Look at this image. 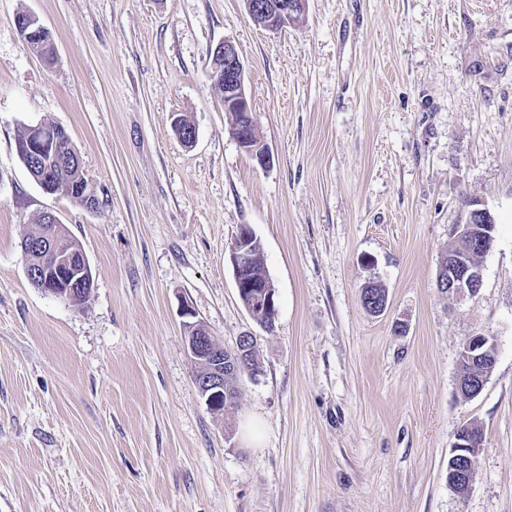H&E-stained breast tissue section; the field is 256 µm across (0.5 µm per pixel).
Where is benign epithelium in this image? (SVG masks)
Listing matches in <instances>:
<instances>
[{"instance_id":"benign-epithelium-1","label":"benign epithelium","mask_w":512,"mask_h":512,"mask_svg":"<svg viewBox=\"0 0 512 512\" xmlns=\"http://www.w3.org/2000/svg\"><path fill=\"white\" fill-rule=\"evenodd\" d=\"M245 4L253 20L270 30H278L295 22L306 9V0H245ZM16 26L29 49L38 52L45 48V43L35 44L30 40V34L46 31L35 15L28 13L16 19ZM210 77L221 88L224 111L230 116V130L239 146L250 153L259 165H269V153L253 142L255 124L251 122L253 115L245 91L244 66L233 43L226 41L215 49ZM40 130L39 126L29 128L21 149L26 156L38 160L42 174L35 177V180L42 190L48 192L50 188L45 183L48 168L60 162V159L44 149ZM493 231L491 213L477 202L469 204L468 222L455 225L457 235L468 238L471 247L483 254L488 253L493 246ZM253 237L255 234L249 226H240L231 245L230 260L238 297L242 299L249 296L244 308L251 321L263 328V315H270L273 321L278 319L279 302L272 281L259 284L253 277V254L247 244V240ZM36 251L42 252V257L36 262H27L26 274L28 278L39 281L44 292L64 299L78 292L87 294L92 290L93 278L86 256H81V268L75 276L63 282L58 277V271L68 265V254L42 246L37 247ZM436 286L440 292L457 299L473 297L483 286L482 266L450 256L448 267L439 268ZM181 317L191 361L195 364L206 361L210 363V370L198 373L195 384L210 411L220 414L224 412V356H229L235 362L239 351H229L217 343L200 321L196 320V314L189 304L182 305ZM462 353L476 372L467 376L458 375L457 390L462 396L472 398L484 388L487 374L495 365L496 352L488 337L477 334L465 342ZM481 445V436L470 425L462 424L458 427L452 444L456 451L448 465V485L455 492L461 494L469 489L473 481V466L472 455L467 449L479 448Z\"/></svg>"}]
</instances>
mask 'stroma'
<instances>
[{"mask_svg": "<svg viewBox=\"0 0 512 512\" xmlns=\"http://www.w3.org/2000/svg\"><path fill=\"white\" fill-rule=\"evenodd\" d=\"M22 12L52 60L26 50ZM223 41L269 167L209 78ZM37 125L68 132L96 209L33 180L17 142ZM470 200L495 241L480 292L455 299L436 278ZM46 212L89 261L85 303L27 277ZM243 225L278 292L271 333L235 288ZM184 302L225 348L256 338L231 414L196 387ZM476 334L496 365L465 399ZM465 422L484 442L461 495ZM0 512H512V0H308L276 31L244 0H0ZM16 26L18 28V31H19L24 43L26 44V46L29 49L34 50L35 53L38 54L41 49L45 48V43H46L45 41H43L42 43H39V44H35V43H32L30 40V33H34L36 31L42 33L44 31H47V28H45L39 22V19L35 15H33L31 13H27L24 17L17 18ZM481 436L475 432L470 424H462L455 434V441L451 448H456L454 456L448 465V485L461 494L466 492L473 481L472 454L466 448H480Z\"/></svg>", "mask_w": 512, "mask_h": 512, "instance_id": "obj_1", "label": "stroma"}]
</instances>
